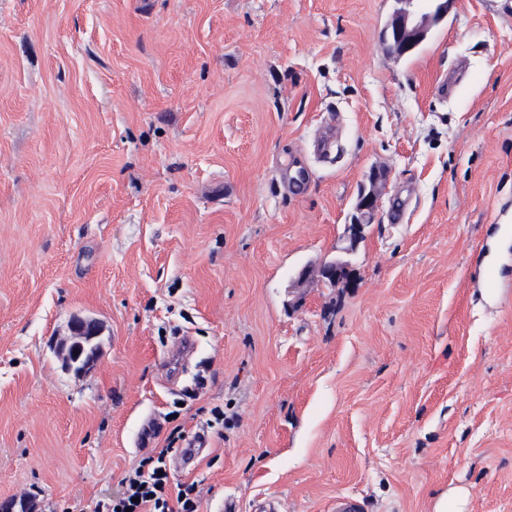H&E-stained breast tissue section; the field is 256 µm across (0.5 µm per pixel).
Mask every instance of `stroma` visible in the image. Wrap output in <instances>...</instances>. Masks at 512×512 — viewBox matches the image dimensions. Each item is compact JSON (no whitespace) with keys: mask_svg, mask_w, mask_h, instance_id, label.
I'll return each mask as SVG.
<instances>
[{"mask_svg":"<svg viewBox=\"0 0 512 512\" xmlns=\"http://www.w3.org/2000/svg\"><path fill=\"white\" fill-rule=\"evenodd\" d=\"M395 7L0 0V505L91 512L153 421L200 512H434L452 485L512 512V0H453L401 58ZM343 255L355 287L297 290ZM76 316L102 326L82 374L59 353ZM378 194L375 189H371L368 192H363L357 199L355 205V211L357 213L356 221L354 224H347V228L350 234L349 242L350 247L346 249V252H350L352 248L353 235H358L362 232V229L367 224H373L378 211Z\"/></svg>","mask_w":512,"mask_h":512,"instance_id":"obj_1","label":"stroma"}]
</instances>
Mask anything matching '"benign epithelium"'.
Wrapping results in <instances>:
<instances>
[{
  "label": "benign epithelium",
  "instance_id": "benign-epithelium-1",
  "mask_svg": "<svg viewBox=\"0 0 512 512\" xmlns=\"http://www.w3.org/2000/svg\"><path fill=\"white\" fill-rule=\"evenodd\" d=\"M404 7L398 9L387 28V34L394 42L396 55L403 56L421 45L433 26L441 22L448 14V6L452 0H399ZM356 221L347 225L350 235L362 232L364 226L375 221L378 211V194L371 189L363 192L355 205ZM336 278L345 287L350 288L356 280L355 269L339 258L322 260L318 267L310 265L301 269L297 284L307 283L313 276ZM98 322L91 318H76L71 323V332L75 335L89 333L99 334Z\"/></svg>",
  "mask_w": 512,
  "mask_h": 512
}]
</instances>
